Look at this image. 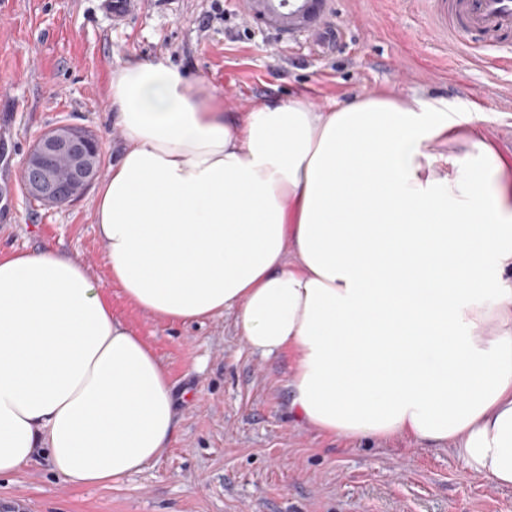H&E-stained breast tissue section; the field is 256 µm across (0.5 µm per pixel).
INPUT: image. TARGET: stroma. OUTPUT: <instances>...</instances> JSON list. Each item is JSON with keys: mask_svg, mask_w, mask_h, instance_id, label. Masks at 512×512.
<instances>
[{"mask_svg": "<svg viewBox=\"0 0 512 512\" xmlns=\"http://www.w3.org/2000/svg\"><path fill=\"white\" fill-rule=\"evenodd\" d=\"M101 0H0V183L11 182L0 253L45 246L83 260L166 370L177 396L167 452L118 481L80 488L38 459L0 477V512H512L496 488L441 445L408 438L346 439L288 412L293 355L262 357L231 313L187 325L156 319L111 284L93 221L97 185L45 206L22 190L35 139L59 123L96 132L106 181L122 138L111 120L110 73L162 58L245 113L298 93L326 106L380 91L447 102L484 133L512 129V70L443 49L410 0H327L296 36L244 21L246 0H141L121 25Z\"/></svg>", "mask_w": 512, "mask_h": 512, "instance_id": "35a3bbf8", "label": "stroma"}]
</instances>
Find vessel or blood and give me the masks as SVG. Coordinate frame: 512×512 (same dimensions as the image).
I'll use <instances>...</instances> for the list:
<instances>
[{"label":"vessel or blood","mask_w":512,"mask_h":512,"mask_svg":"<svg viewBox=\"0 0 512 512\" xmlns=\"http://www.w3.org/2000/svg\"><path fill=\"white\" fill-rule=\"evenodd\" d=\"M444 42L475 50L482 62L512 68V0H413Z\"/></svg>","instance_id":"vessel-or-blood-1"}]
</instances>
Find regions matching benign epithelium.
<instances>
[{"instance_id":"benign-epithelium-1","label":"benign epithelium","mask_w":512,"mask_h":512,"mask_svg":"<svg viewBox=\"0 0 512 512\" xmlns=\"http://www.w3.org/2000/svg\"><path fill=\"white\" fill-rule=\"evenodd\" d=\"M248 24H272L292 36L317 20L325 0H249ZM102 168L98 135L74 124L57 125L36 140L25 158L22 185L32 199L47 204L78 200Z\"/></svg>"}]
</instances>
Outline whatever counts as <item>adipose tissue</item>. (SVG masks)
<instances>
[{"mask_svg":"<svg viewBox=\"0 0 512 512\" xmlns=\"http://www.w3.org/2000/svg\"><path fill=\"white\" fill-rule=\"evenodd\" d=\"M123 140L94 222L153 317L233 312L294 356L291 413L344 438L450 445L512 487V154L444 102L307 95L246 115L164 61L113 68ZM176 394L80 259L0 254V476L74 487L169 448Z\"/></svg>","mask_w":512,"mask_h":512,"instance_id":"obj_1","label":"adipose tissue"}]
</instances>
